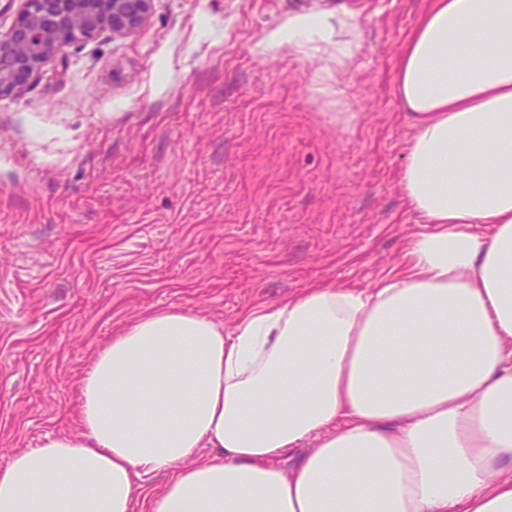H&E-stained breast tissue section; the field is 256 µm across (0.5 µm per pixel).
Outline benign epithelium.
<instances>
[{
  "label": "benign epithelium",
  "mask_w": 512,
  "mask_h": 512,
  "mask_svg": "<svg viewBox=\"0 0 512 512\" xmlns=\"http://www.w3.org/2000/svg\"><path fill=\"white\" fill-rule=\"evenodd\" d=\"M0 34V98L18 96L69 44L102 31L131 35L149 19L153 0H24Z\"/></svg>",
  "instance_id": "benign-epithelium-1"
}]
</instances>
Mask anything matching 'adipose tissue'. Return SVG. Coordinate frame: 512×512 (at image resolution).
Here are the masks:
<instances>
[{
    "instance_id": "1",
    "label": "adipose tissue",
    "mask_w": 512,
    "mask_h": 512,
    "mask_svg": "<svg viewBox=\"0 0 512 512\" xmlns=\"http://www.w3.org/2000/svg\"><path fill=\"white\" fill-rule=\"evenodd\" d=\"M315 38L328 83L352 46L289 19L290 48ZM395 89L399 188L424 224L400 270L309 284L228 329L138 316L80 381V435L0 468V512H512V0H431Z\"/></svg>"
}]
</instances>
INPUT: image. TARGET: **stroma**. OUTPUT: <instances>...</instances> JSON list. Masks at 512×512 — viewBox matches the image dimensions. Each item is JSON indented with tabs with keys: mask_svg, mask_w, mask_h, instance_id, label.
<instances>
[{
	"mask_svg": "<svg viewBox=\"0 0 512 512\" xmlns=\"http://www.w3.org/2000/svg\"><path fill=\"white\" fill-rule=\"evenodd\" d=\"M429 0H153L138 32L68 45L0 99V467L79 432L78 382L141 313L231 327L311 282L371 287L421 229L395 90ZM355 21L344 112L325 61L271 40Z\"/></svg>",
	"mask_w": 512,
	"mask_h": 512,
	"instance_id": "1",
	"label": "stroma"
}]
</instances>
